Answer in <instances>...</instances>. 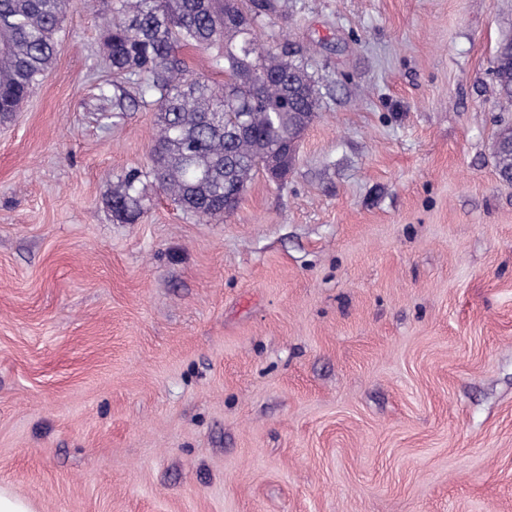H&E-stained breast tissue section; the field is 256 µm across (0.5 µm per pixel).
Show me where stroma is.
<instances>
[{"label": "stroma", "mask_w": 512, "mask_h": 512, "mask_svg": "<svg viewBox=\"0 0 512 512\" xmlns=\"http://www.w3.org/2000/svg\"><path fill=\"white\" fill-rule=\"evenodd\" d=\"M112 0H72L0 124V487L35 512H512V0H270L321 110L209 222L113 112ZM492 73L499 103L512 110V40L498 46L493 58ZM495 166L500 178L512 183V125L501 126L497 133ZM148 173L139 168H131L121 179L117 188L112 189L109 207L115 218L121 222L132 223L141 213L142 209V178Z\"/></svg>", "instance_id": "stroma-1"}]
</instances>
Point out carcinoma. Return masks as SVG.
Listing matches in <instances>:
<instances>
[{"label":"carcinoma","mask_w":512,"mask_h":512,"mask_svg":"<svg viewBox=\"0 0 512 512\" xmlns=\"http://www.w3.org/2000/svg\"><path fill=\"white\" fill-rule=\"evenodd\" d=\"M69 0H0V119L19 111L53 60ZM261 13L243 0H112L107 24L112 73L134 81L130 98L117 83L112 108L158 110L151 174L184 212L202 219L226 215L224 199L240 198L261 159L277 160L320 107V81L305 58L275 53L257 39ZM219 46L215 64L224 86L191 77L179 49ZM299 80L288 84V70ZM499 103L512 110V40L493 58ZM495 166L512 183V125L497 133ZM128 170L112 189L115 218L134 222L142 209V179Z\"/></svg>","instance_id":"cac0c4a2"}]
</instances>
